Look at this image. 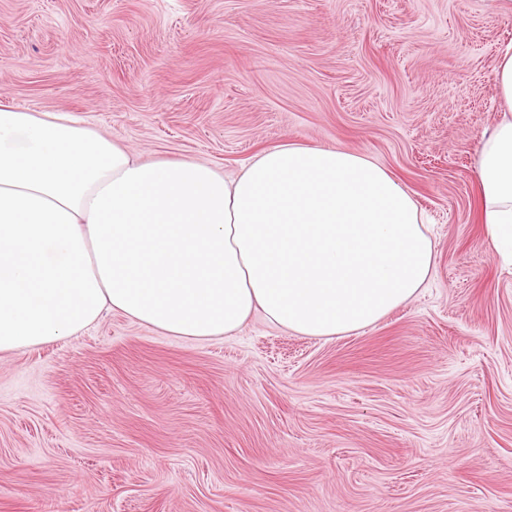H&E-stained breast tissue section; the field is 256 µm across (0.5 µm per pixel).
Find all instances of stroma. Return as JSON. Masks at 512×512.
<instances>
[{
	"mask_svg": "<svg viewBox=\"0 0 512 512\" xmlns=\"http://www.w3.org/2000/svg\"><path fill=\"white\" fill-rule=\"evenodd\" d=\"M511 42L512 0H0V103L230 175L287 142L360 153L436 252L344 336L114 312L0 354V512H512V265L472 170Z\"/></svg>",
	"mask_w": 512,
	"mask_h": 512,
	"instance_id": "1",
	"label": "stroma"
}]
</instances>
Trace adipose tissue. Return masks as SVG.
I'll use <instances>...</instances> for the list:
<instances>
[{
    "instance_id": "ef3b65f1",
    "label": "adipose tissue",
    "mask_w": 512,
    "mask_h": 512,
    "mask_svg": "<svg viewBox=\"0 0 512 512\" xmlns=\"http://www.w3.org/2000/svg\"><path fill=\"white\" fill-rule=\"evenodd\" d=\"M494 80L504 118L479 139L481 222L512 259V44ZM413 197L383 167L284 143L235 177L143 162L57 113L0 105V354L49 345L119 312L209 341L255 311L303 336L364 329L432 276Z\"/></svg>"
}]
</instances>
